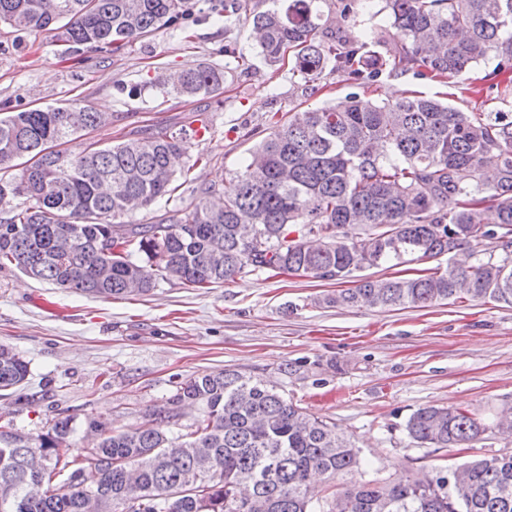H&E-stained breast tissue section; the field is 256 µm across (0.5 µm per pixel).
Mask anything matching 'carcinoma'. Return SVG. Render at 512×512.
Returning a JSON list of instances; mask_svg holds the SVG:
<instances>
[{"mask_svg": "<svg viewBox=\"0 0 512 512\" xmlns=\"http://www.w3.org/2000/svg\"><path fill=\"white\" fill-rule=\"evenodd\" d=\"M377 22L356 28L366 4ZM252 14L258 54L289 69L314 95L328 63L359 88L412 72L444 85L493 59L512 68V0H268ZM231 21L210 0H0L15 33L52 32L64 54L117 53L188 21ZM177 98L215 97L224 70L203 62L163 75ZM102 126L71 105L0 115V269L14 266L65 291L103 299L144 296L159 282L212 288L268 272L353 288L321 295L325 306L406 309L449 300L512 305V112H457L422 95L373 104L356 93L271 123L249 149L234 193L201 184L153 224L126 220L178 190L170 157L183 138L143 132L72 156L70 138ZM485 239L496 249L477 251ZM448 256V268L412 276L355 278L367 268ZM28 363L0 344V391L20 395ZM184 402L201 412L174 434ZM98 442L61 451L71 419L44 433L0 431V512H512V454L444 467L426 483L356 480L359 449L264 381L234 369L176 387L167 405L114 432L86 421ZM512 437V405L494 420L457 407L412 412L404 431L425 448H468L488 431ZM323 477L314 510L311 473Z\"/></svg>", "mask_w": 512, "mask_h": 512, "instance_id": "carcinoma-1", "label": "carcinoma"}]
</instances>
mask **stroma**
Segmentation results:
<instances>
[{"label": "stroma", "mask_w": 512, "mask_h": 512, "mask_svg": "<svg viewBox=\"0 0 512 512\" xmlns=\"http://www.w3.org/2000/svg\"><path fill=\"white\" fill-rule=\"evenodd\" d=\"M240 3L230 26L203 20L115 55L88 49L63 57L50 33L20 41L0 25V105L15 111L76 103L106 113L105 126L68 143L74 155L88 140L107 145L145 127L176 133L189 151L173 167L190 174L176 198H189L202 183L233 188L272 115L339 103L356 92L328 71L322 90L309 96L287 69L268 66L255 51L251 25L253 11L267 4ZM228 38L244 65L225 64L220 49ZM202 62L224 70L217 98L165 97L151 86L160 70ZM419 92L446 97L462 112H512V69L482 64L451 87L410 72L385 76L360 95L381 103ZM200 126L207 130L201 139ZM200 152L211 156V166L194 165ZM328 288L311 277L258 273L209 290L162 283L141 298L103 300L62 291L12 266L1 269L0 343L28 362L29 376L24 400L0 396V430L35 435L69 417L77 427L70 444L84 448L87 418L127 430L164 405L179 382L231 368L275 384L288 400L335 423L360 448L367 480H428L446 464L512 452L511 437L490 433L450 457L414 447L403 429L426 405L491 413L512 404V305L467 299L401 310L314 305ZM284 365L291 374H281Z\"/></svg>", "instance_id": "35a3bbf8"}]
</instances>
